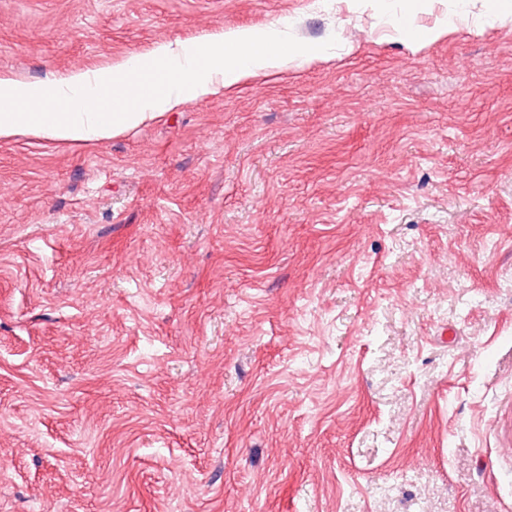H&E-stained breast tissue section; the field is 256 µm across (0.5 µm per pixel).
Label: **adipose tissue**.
I'll use <instances>...</instances> for the list:
<instances>
[{
  "instance_id": "1",
  "label": "adipose tissue",
  "mask_w": 512,
  "mask_h": 512,
  "mask_svg": "<svg viewBox=\"0 0 512 512\" xmlns=\"http://www.w3.org/2000/svg\"><path fill=\"white\" fill-rule=\"evenodd\" d=\"M276 32L252 28L227 30L204 39L157 46L152 56L160 69L131 57L118 65L81 71L63 80L25 82L0 77V140L19 135L47 138L66 145H97L128 133L165 112L210 93L216 83L233 87L259 72L305 58L279 50ZM99 92L124 100L117 112H92L88 105Z\"/></svg>"
}]
</instances>
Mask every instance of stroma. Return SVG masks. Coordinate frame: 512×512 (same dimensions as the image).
Segmentation results:
<instances>
[{
	"instance_id": "35a3bbf8",
	"label": "stroma",
	"mask_w": 512,
	"mask_h": 512,
	"mask_svg": "<svg viewBox=\"0 0 512 512\" xmlns=\"http://www.w3.org/2000/svg\"><path fill=\"white\" fill-rule=\"evenodd\" d=\"M435 0H0V75L328 48L0 141V512H512V27ZM469 2V0L461 1L456 12L448 16V18L445 16L438 20L432 29L419 38H413L408 35L405 40L414 44H422L426 40H437L443 38L449 33L457 31L461 27H468L474 21V14L469 10Z\"/></svg>"
}]
</instances>
